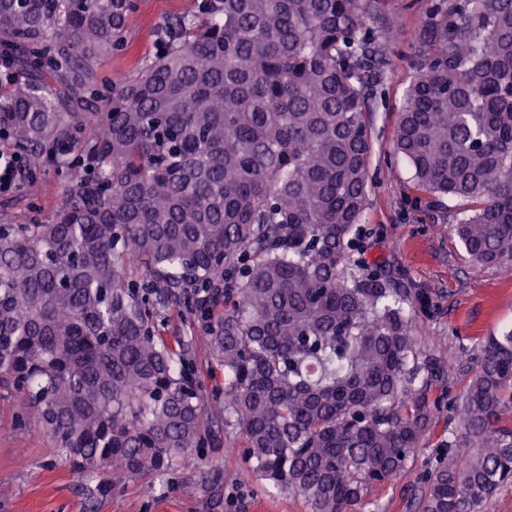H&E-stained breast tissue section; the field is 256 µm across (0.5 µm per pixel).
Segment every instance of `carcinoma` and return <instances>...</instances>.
Returning a JSON list of instances; mask_svg holds the SVG:
<instances>
[{
  "instance_id": "carcinoma-1",
  "label": "carcinoma",
  "mask_w": 512,
  "mask_h": 512,
  "mask_svg": "<svg viewBox=\"0 0 512 512\" xmlns=\"http://www.w3.org/2000/svg\"><path fill=\"white\" fill-rule=\"evenodd\" d=\"M382 0H187L136 74L138 0H0V145L65 172L45 219L0 222V403L81 476L170 469L224 424L310 512L400 476L446 410L420 512L512 483V331L463 392L416 347L417 300L359 257ZM394 132L477 266L512 267V0H434ZM190 327L168 341L165 312ZM224 369L212 412L192 344Z\"/></svg>"
}]
</instances>
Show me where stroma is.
Returning a JSON list of instances; mask_svg holds the SVG:
<instances>
[{"label": "stroma", "instance_id": "obj_1", "mask_svg": "<svg viewBox=\"0 0 512 512\" xmlns=\"http://www.w3.org/2000/svg\"><path fill=\"white\" fill-rule=\"evenodd\" d=\"M185 0H141L129 53L105 60L101 79L132 75L139 60L158 49L157 27L179 12ZM430 0H386L383 19L369 28L388 35L390 65L371 116L375 142L369 205L362 217L365 257L382 265L398 287L420 298L411 322L417 347L434 350L447 386L459 393L475 363L469 350L512 328V271L473 265L448 226L456 199L419 198L413 170L393 152L392 137L412 80L409 59L428 18ZM36 195L23 188L0 193V214L19 223L47 217L60 201L63 178L45 165ZM10 407L0 408V512H309L306 503L271 492L242 462L240 439L220 432L213 447L179 459L174 470L149 473L125 483L84 478L50 454V439L38 425L19 429ZM436 453L422 444L394 482L374 488L355 512H418L420 473Z\"/></svg>", "mask_w": 512, "mask_h": 512}]
</instances>
